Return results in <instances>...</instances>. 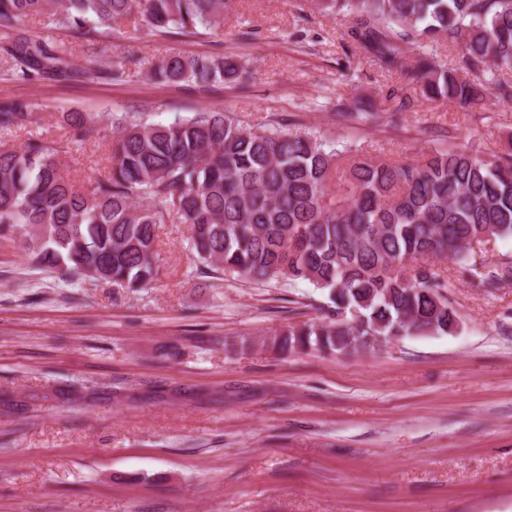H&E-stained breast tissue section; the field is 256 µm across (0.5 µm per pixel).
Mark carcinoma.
<instances>
[{"label":"carcinoma","mask_w":512,"mask_h":512,"mask_svg":"<svg viewBox=\"0 0 512 512\" xmlns=\"http://www.w3.org/2000/svg\"><path fill=\"white\" fill-rule=\"evenodd\" d=\"M232 2L0 0V50L23 81L34 74L119 79L121 67L73 68L66 43L35 39L23 23L47 14L59 28L105 36L112 24L134 18L153 35H196L223 28ZM316 6L346 18L353 44L387 71L410 45L463 40L457 66L424 53L405 71L430 100L470 106L495 93L512 99V82L502 79L512 71V0ZM246 73L234 55H171L146 69L160 83L203 91L239 83ZM337 116L355 128L379 121L362 109L340 107ZM91 120L62 115L77 134ZM38 122L29 104L0 103V131ZM349 154L344 186L335 190L339 161ZM172 219L189 227L199 268L328 291L334 318L277 334L274 344L283 351L341 353L349 336L448 334L459 316L444 294L440 264L477 270L490 285L512 280V259L486 272L472 256L475 241L512 240V153L490 161L466 142L450 143L416 163H385L277 122L255 129L205 110L163 124L129 112L117 122L109 171L88 197L62 175L53 144L0 145V238L24 232L35 263L65 279L147 287L159 274L158 230Z\"/></svg>","instance_id":"obj_1"}]
</instances>
